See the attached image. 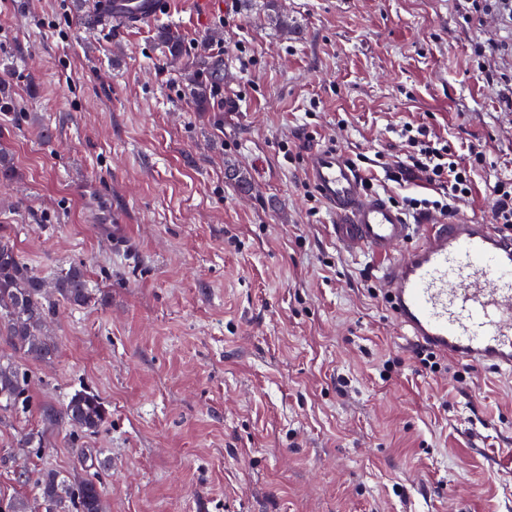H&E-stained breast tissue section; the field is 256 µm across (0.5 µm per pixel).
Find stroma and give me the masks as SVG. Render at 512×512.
I'll use <instances>...</instances> for the list:
<instances>
[{
  "instance_id": "1",
  "label": "stroma",
  "mask_w": 512,
  "mask_h": 512,
  "mask_svg": "<svg viewBox=\"0 0 512 512\" xmlns=\"http://www.w3.org/2000/svg\"><path fill=\"white\" fill-rule=\"evenodd\" d=\"M223 2L130 27L90 24L96 0H0V237L93 290L23 361L26 412H0V500L50 468L99 475L104 512H512V374L430 372L381 297L388 259L337 246L307 176L313 148L395 154L423 125L484 146L457 214L490 223L512 108L477 65L512 75V24L458 0ZM118 218L130 249L102 231ZM81 389L100 429L47 426Z\"/></svg>"
}]
</instances>
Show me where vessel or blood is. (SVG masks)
Listing matches in <instances>:
<instances>
[{
    "label": "vessel or blood",
    "instance_id": "vessel-or-blood-1",
    "mask_svg": "<svg viewBox=\"0 0 512 512\" xmlns=\"http://www.w3.org/2000/svg\"><path fill=\"white\" fill-rule=\"evenodd\" d=\"M169 0H105L128 25L155 19ZM313 185L333 215L337 245L350 254L405 249L382 269L387 307L420 346L455 360L512 372V238L496 225L423 214L409 221L362 179L339 151L308 157Z\"/></svg>",
    "mask_w": 512,
    "mask_h": 512
}]
</instances>
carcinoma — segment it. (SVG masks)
<instances>
[{"label": "carcinoma", "mask_w": 512, "mask_h": 512, "mask_svg": "<svg viewBox=\"0 0 512 512\" xmlns=\"http://www.w3.org/2000/svg\"><path fill=\"white\" fill-rule=\"evenodd\" d=\"M158 39L171 59L182 55V39L169 29L159 32ZM190 95L199 112L210 108V92L207 85L195 77L188 78ZM55 289L59 299L73 308H83L91 303L86 270L81 264H73L48 282L36 274L18 255L14 244L0 238V337L5 338L12 349L31 361H46L53 357L56 341L47 323L54 304L45 289ZM6 373L16 381V386L0 392V410L16 409L26 404L28 395L22 383L28 374L10 358H0V374ZM105 408L99 397L88 391H76L60 410L44 411V419L50 426L65 424L75 431L96 432L104 423ZM22 481H34L36 497L43 512H98L96 503L101 488L96 481L84 479L70 483L67 476L53 469H45L31 478L28 472L19 473Z\"/></svg>", "instance_id": "1"}]
</instances>
